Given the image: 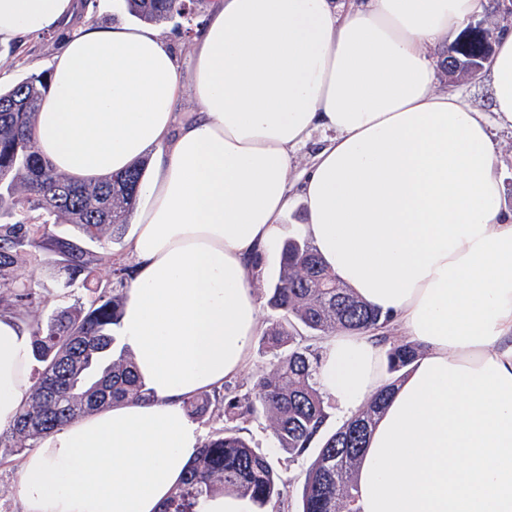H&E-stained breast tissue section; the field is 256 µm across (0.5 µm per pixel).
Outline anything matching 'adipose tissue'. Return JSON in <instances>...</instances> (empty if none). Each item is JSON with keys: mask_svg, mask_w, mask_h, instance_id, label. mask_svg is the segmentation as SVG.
Returning a JSON list of instances; mask_svg holds the SVG:
<instances>
[{"mask_svg": "<svg viewBox=\"0 0 512 512\" xmlns=\"http://www.w3.org/2000/svg\"><path fill=\"white\" fill-rule=\"evenodd\" d=\"M485 5L214 0L185 74L151 27H99L82 0H0V44L73 29L36 114L41 156L94 181L153 155L118 328L149 397L41 438L22 512H159L203 442L186 401L248 365L259 261L295 196L336 278L422 346L360 458L359 512H512V211L492 134L512 129V29L483 71L489 111L438 90L433 56ZM318 379L351 418L387 383L384 350L337 332ZM32 384L33 329L0 311L1 428ZM325 136L326 133L320 130L315 131L310 142L298 150L293 168L289 173L290 181H297L304 174L305 170L308 168L311 162L315 151L323 145Z\"/></svg>", "mask_w": 512, "mask_h": 512, "instance_id": "1", "label": "adipose tissue"}]
</instances>
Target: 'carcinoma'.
Masks as SVG:
<instances>
[{"instance_id": "1", "label": "carcinoma", "mask_w": 512, "mask_h": 512, "mask_svg": "<svg viewBox=\"0 0 512 512\" xmlns=\"http://www.w3.org/2000/svg\"><path fill=\"white\" fill-rule=\"evenodd\" d=\"M198 0H125L128 13L144 23L192 22ZM495 43L486 30L456 41L446 57L448 77L477 76L486 67ZM49 81L32 73L0 89V307L20 318L43 302L38 290L20 283L14 268L24 257L37 259L47 250L63 264L66 279L58 297L65 299L76 283L93 274L88 244L106 231L121 237L128 227L146 161L95 181L80 182L55 170L38 153L35 117ZM53 224H71L72 239L55 234ZM278 279L268 303L279 318L262 338L272 353L266 371L249 393L221 397L228 425L209 436L185 477L175 486L161 512H201L214 494L249 500L255 512L286 501L284 480L268 457L239 435L241 425L266 416L277 448L293 459L311 458L304 473L302 512H358L356 472L367 436L384 409L393 387L420 354L412 341L385 335L391 318L367 306L341 284L309 240L290 238L281 249ZM122 297L112 283L96 284L90 299L59 307L46 325H33L34 384L27 404L9 427L0 429V459L28 449L27 441L102 407L124 400H144L147 390L125 352L114 354L115 327ZM338 331L381 336L387 345L388 384L351 420L333 432L328 399L317 374L323 357L319 342Z\"/></svg>"}]
</instances>
